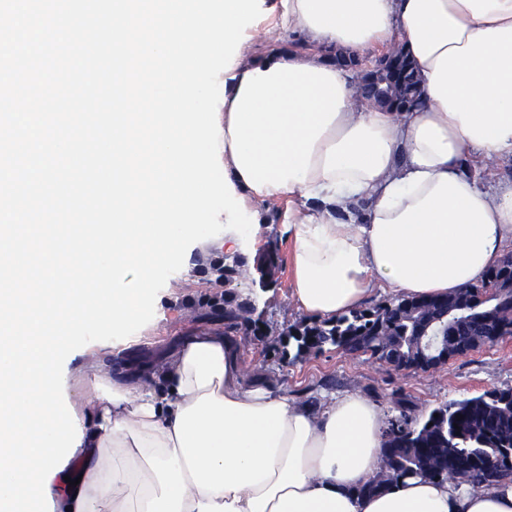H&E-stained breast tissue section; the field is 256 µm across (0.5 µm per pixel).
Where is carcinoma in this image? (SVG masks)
Here are the masks:
<instances>
[{
	"label": "carcinoma",
	"instance_id": "1",
	"mask_svg": "<svg viewBox=\"0 0 512 512\" xmlns=\"http://www.w3.org/2000/svg\"><path fill=\"white\" fill-rule=\"evenodd\" d=\"M238 275V261L224 263V325L244 329L255 337L264 335L261 321L249 320L245 312L249 298L231 288ZM511 279L512 265L490 269L479 282L442 299L410 298L394 295L373 308L352 311L334 321H310L288 332L284 352L299 358L310 351L334 346L366 360L394 368L418 355L415 344L418 325L413 312L421 305L445 310L458 300L469 307L482 306L491 279ZM437 327L455 335L456 346L471 344L494 332L512 337V319L489 322L444 318ZM385 477L371 480L367 492L410 478L443 480L448 477L470 480L479 485L512 482V388H494L470 398L443 402L426 415H416L400 402L397 415L387 417L384 429Z\"/></svg>",
	"mask_w": 512,
	"mask_h": 512
}]
</instances>
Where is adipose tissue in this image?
Segmentation results:
<instances>
[{
  "label": "adipose tissue",
  "mask_w": 512,
  "mask_h": 512,
  "mask_svg": "<svg viewBox=\"0 0 512 512\" xmlns=\"http://www.w3.org/2000/svg\"><path fill=\"white\" fill-rule=\"evenodd\" d=\"M295 44L224 72L220 157L245 203L279 201L291 296L330 321L375 290L443 298L512 245V0H275ZM403 47L421 106L359 98L334 57ZM101 360L83 437L50 482L54 512H512V484L414 478L361 494L384 421L348 393L300 405L246 382L232 343L195 332L133 367Z\"/></svg>",
  "instance_id": "adipose-tissue-1"
}]
</instances>
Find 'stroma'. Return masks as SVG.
<instances>
[{
	"mask_svg": "<svg viewBox=\"0 0 512 512\" xmlns=\"http://www.w3.org/2000/svg\"><path fill=\"white\" fill-rule=\"evenodd\" d=\"M259 214L258 237L264 249L277 258L274 273L255 272L251 279L236 280L239 292L257 296L263 312L265 334L256 338L233 331L239 343V360L245 377L260 375L274 393L298 403L324 401L331 394L355 393L369 398L382 413H390L399 399H407L416 413L428 414L451 399L470 398L493 388L512 387V338L450 360L425 373L395 370L328 346L322 352L294 359L281 354V339L304 323L290 298L289 242L279 220L280 207L255 202ZM200 264L172 274L158 293L152 320L130 338L128 358L144 363L176 349L191 331L201 327L223 328L210 301L216 295L212 260L223 257L219 245L196 248Z\"/></svg>",
	"mask_w": 512,
	"mask_h": 512,
	"instance_id": "1",
	"label": "stroma"
}]
</instances>
